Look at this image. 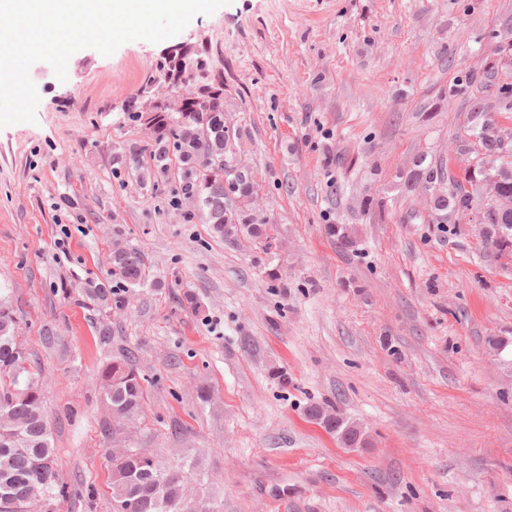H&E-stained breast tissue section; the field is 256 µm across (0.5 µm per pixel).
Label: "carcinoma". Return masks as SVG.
I'll return each mask as SVG.
<instances>
[{"mask_svg": "<svg viewBox=\"0 0 512 512\" xmlns=\"http://www.w3.org/2000/svg\"><path fill=\"white\" fill-rule=\"evenodd\" d=\"M496 60L490 66L487 82L497 87L496 105L485 103L484 86L470 92L468 122L457 132L456 139L473 137L484 142L486 153L473 176L457 177L447 171L443 163L417 160L405 185L415 187L453 182L461 191H445L433 213L439 224L448 222V213L474 210L484 214L493 233L512 236V153L502 154L488 142L493 125V114L512 112V97L505 90L512 88V46L495 49ZM168 85L195 83L185 93L184 101L156 105L137 110L136 105H125L130 120L138 122L153 135L151 160L153 174L166 172L170 153L178 155L181 164L182 188L192 198L212 233L226 242L251 237L264 243L269 251L274 247L265 229V221L242 206V201L253 191L252 172L239 165L229 155L237 132L224 125L223 83L194 65L174 69L169 59L157 64L155 71L145 78L151 87L158 78ZM498 177V193L488 199L480 185L482 165ZM112 273L130 285L146 278L144 255L135 247L121 242L112 247ZM16 321L12 310L0 306V381L7 391L0 395V410L9 412L8 420H0V490L10 484V496L0 494V512H23V502L30 495H45L52 500L65 491L57 489L54 480L53 448L49 441V421L44 410L43 397L31 398L25 394L34 381L28 370L27 356L15 334ZM101 379L112 414L120 421H133L143 412L144 389L139 372L129 358L114 361L102 370ZM309 416L320 419L330 432L339 435L347 446L359 442L360 432L343 423L336 415L320 406L309 408ZM112 465V499L115 512H185L183 501L186 483L198 466L196 459L189 462L166 464L150 448H127L121 444L110 452Z\"/></svg>", "mask_w": 512, "mask_h": 512, "instance_id": "carcinoma-1", "label": "carcinoma"}]
</instances>
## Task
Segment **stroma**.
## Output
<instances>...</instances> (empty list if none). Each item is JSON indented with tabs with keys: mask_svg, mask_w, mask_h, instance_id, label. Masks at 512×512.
Masks as SVG:
<instances>
[{
	"mask_svg": "<svg viewBox=\"0 0 512 512\" xmlns=\"http://www.w3.org/2000/svg\"><path fill=\"white\" fill-rule=\"evenodd\" d=\"M510 39L512 0H232L158 44L79 50L66 80L31 67L36 120L0 129V301L43 387L48 512H113L99 374L127 355L146 403L122 439L199 459L189 490L218 512H512V260L405 187L422 154L461 173L457 88ZM173 46L224 79L272 251L213 237L179 161L148 174L123 108L169 102L142 86ZM116 238L144 287L113 276ZM88 282L123 305L90 315ZM309 416L313 419H320V423L330 432H336L341 441L347 446H353L359 442L360 432L353 426L345 425L336 415L328 409L320 406L309 408ZM337 427V429H336Z\"/></svg>",
	"mask_w": 512,
	"mask_h": 512,
	"instance_id": "obj_1",
	"label": "stroma"
}]
</instances>
